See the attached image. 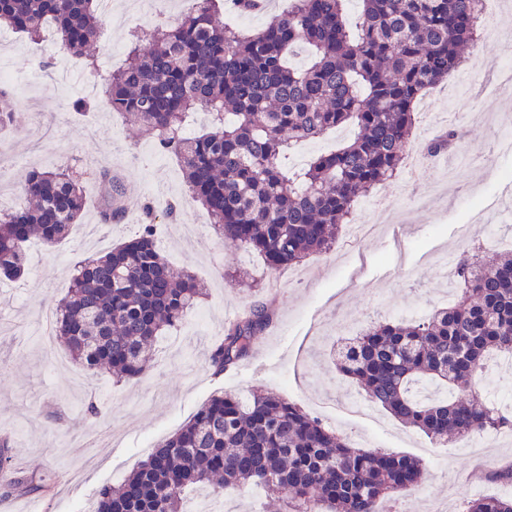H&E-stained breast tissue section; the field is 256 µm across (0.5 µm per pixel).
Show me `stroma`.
<instances>
[{
	"instance_id": "1",
	"label": "stroma",
	"mask_w": 512,
	"mask_h": 512,
	"mask_svg": "<svg viewBox=\"0 0 512 512\" xmlns=\"http://www.w3.org/2000/svg\"><path fill=\"white\" fill-rule=\"evenodd\" d=\"M182 12L181 0H164L159 15L136 13L126 0H112V31L96 48L101 75L124 63L133 32H149ZM492 21L502 38L471 44L466 62L480 56L512 65V7L494 5ZM1 56L12 60L18 91L0 106L25 113L26 120L0 140V153L18 163L17 169L0 173V208L22 205V182L35 166L69 167L83 183L86 205L67 240L28 252L23 276L0 279V320L5 323L0 330V437L10 439L18 469L59 476L54 490L34 497L0 495V512H24L36 501L45 512H93L101 486L120 484L218 392L277 390L312 416L324 418L317 401L338 406L362 394L332 359L334 346L346 337L353 319L367 325L399 316L419 318L447 306L449 289L433 266L434 254L446 248L465 251L473 240L484 242V259L501 251L487 242L485 226L473 224L472 216L491 200L512 205V195L504 193L512 182V155L498 151L501 134L512 131V92L451 103L438 90L427 92L418 107L409 152L419 151L426 134L458 123L462 113L467 120L460 123L461 147L474 151L472 166L458 180L440 183L439 196L424 207L415 200L439 183L437 168H401L396 179L372 190L379 208L355 214L375 225L373 238L354 247L342 237L330 251L302 265L271 271L257 254L225 245L207 212L186 196L174 156L161 152L118 113L98 109L84 118L72 113L74 98H96L100 88L99 77L84 71L80 60L68 59L73 78L58 82L55 70L38 67L52 56L47 39L34 42L3 28ZM91 155L111 166L113 184L92 176L91 166L83 162ZM115 187L122 191L124 217L98 228L100 208ZM148 202L159 212L178 203L176 220L158 222L155 239L169 263L193 275L207 295L190 324L158 339L156 359L141 380L116 384L107 373L77 366L62 345L44 351L32 325L66 295L76 262L135 234ZM467 224L473 232L465 242L459 229ZM241 267L251 272L255 285L270 290L273 320L255 337L251 354L217 378L208 367L211 346L223 336L228 320L252 301L248 290L231 280ZM92 400L106 407L112 434L107 441L78 448L75 440L93 427L86 413ZM336 430L350 440L369 436L382 449L422 460L421 487L396 501L395 512H457L474 493H505L503 484L477 478L476 473L512 461V433L498 434L479 461L460 443L431 444L418 429L380 409L367 419L342 421Z\"/></svg>"
}]
</instances>
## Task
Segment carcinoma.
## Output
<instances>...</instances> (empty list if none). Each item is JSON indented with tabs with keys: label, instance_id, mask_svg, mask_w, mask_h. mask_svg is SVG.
<instances>
[{
	"label": "carcinoma",
	"instance_id": "cac0c4a2",
	"mask_svg": "<svg viewBox=\"0 0 512 512\" xmlns=\"http://www.w3.org/2000/svg\"><path fill=\"white\" fill-rule=\"evenodd\" d=\"M347 0H291L250 34L224 26L214 0H195L177 21L134 43L126 63L104 79L95 101L137 123L180 163L192 198L224 241L264 256L272 268L329 250L367 191L400 169L426 91L461 68L477 38L483 0H359L355 28ZM31 39L52 33L69 56L85 58L105 25L101 0H0V25ZM304 50L308 63L291 58ZM208 128L183 135L188 114ZM353 129L336 150L300 169L285 153L336 127ZM450 127L427 147L447 151ZM26 205L0 212V277H19L26 245L52 248L84 211L83 186L66 169L33 168ZM157 215L143 207L139 233L85 263L55 307L54 335L73 361L116 380L140 378L155 342L201 301L195 278L172 269L154 243ZM459 294L415 320L373 323L348 338L342 376L374 404L437 443L474 433L512 432V415L480 394L492 357L512 359V251L456 264ZM272 319L254 303L224 329L209 365L221 376L249 356ZM422 461L357 448L277 391L215 395L160 443L117 487L98 491L96 512H184L188 491L243 487L285 495L283 512H377L382 499L419 487ZM55 479L11 466L0 441V484L8 493L51 491ZM462 512H512V499L482 496Z\"/></svg>",
	"mask_w": 512,
	"mask_h": 512
}]
</instances>
